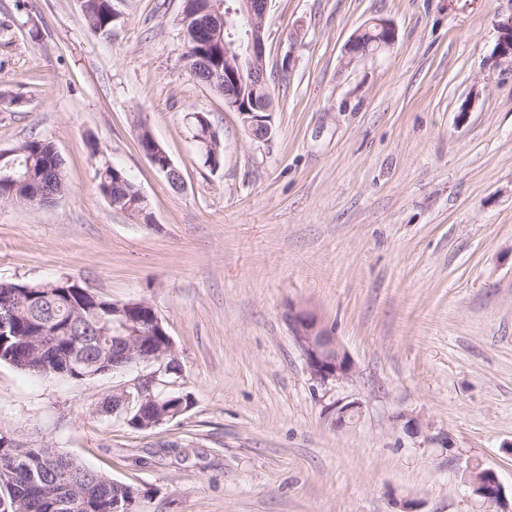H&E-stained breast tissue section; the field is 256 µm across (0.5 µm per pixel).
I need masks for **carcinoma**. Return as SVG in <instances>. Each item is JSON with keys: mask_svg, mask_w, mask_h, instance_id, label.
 Returning <instances> with one entry per match:
<instances>
[{"mask_svg": "<svg viewBox=\"0 0 512 512\" xmlns=\"http://www.w3.org/2000/svg\"><path fill=\"white\" fill-rule=\"evenodd\" d=\"M89 28L108 33L115 12L112 0H79ZM224 48L186 41L185 65L196 82L221 96L219 84L209 82V69L200 57L213 62ZM193 137L214 142L200 153L204 163L216 168L223 162V148L211 133L205 112H193ZM48 178V194L57 200L68 190L62 160L48 139L27 140L11 149L0 162V203L29 206L46 204L44 196L31 193L26 175ZM100 193L117 210L138 220L150 214L145 197L127 173L103 164L96 174ZM12 298L13 330L0 338V364L45 376L59 373L83 381L98 374L112 346V300L78 281L60 279L20 288L15 282L0 281V295ZM131 319L144 335L155 336V346L166 343V330L153 325L146 310H130ZM136 488L114 481L83 466L54 446L32 448L0 429V512H116L115 504L138 498Z\"/></svg>", "mask_w": 512, "mask_h": 512, "instance_id": "cac0c4a2", "label": "carcinoma"}]
</instances>
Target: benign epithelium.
<instances>
[{
    "label": "benign epithelium",
    "instance_id": "obj_1",
    "mask_svg": "<svg viewBox=\"0 0 512 512\" xmlns=\"http://www.w3.org/2000/svg\"><path fill=\"white\" fill-rule=\"evenodd\" d=\"M270 0H226L216 2L205 9L193 11L199 35L212 41H224V72H212L216 77L224 75V106L243 118L252 140L263 142L271 134V94L265 71L264 22ZM247 21V44L239 46L232 31L237 29L236 19ZM381 32V46L389 47L396 41L393 24L386 19L373 21ZM498 33L496 53L512 58V9L498 14L495 21ZM288 325L295 342L305 359L307 369L316 382L325 385L347 378L353 371L350 356L326 331L315 315L294 306L288 307ZM110 366L132 367L141 363L157 365V370L132 382L116 396L125 401H137L142 406L160 405L157 395L159 377L171 373L166 361L176 356L173 341L154 349V345L139 340L135 346L130 338L138 336V330L125 324L116 328ZM362 405L357 400L337 401L328 407V413L336 427H345L361 415ZM472 491L487 502H500L504 489L496 473L479 467L470 476Z\"/></svg>",
    "mask_w": 512,
    "mask_h": 512
}]
</instances>
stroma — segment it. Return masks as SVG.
I'll use <instances>...</instances> for the list:
<instances>
[{
  "label": "stroma",
  "instance_id": "1",
  "mask_svg": "<svg viewBox=\"0 0 512 512\" xmlns=\"http://www.w3.org/2000/svg\"><path fill=\"white\" fill-rule=\"evenodd\" d=\"M0 0V150L52 141L67 193L0 205V281L65 277L154 305L174 342L180 416L136 430L104 398L145 366L83 382L0 364V428L139 490L136 512H512V60L507 0H270L273 134L253 141L183 59L181 0ZM390 20L393 46L349 62ZM224 148L204 165L188 117ZM184 178L141 153L139 123ZM143 192L136 224L102 163ZM316 315L352 374L314 381L288 326ZM338 400L362 404L335 427ZM421 431H406L403 417ZM493 469L504 503L473 494ZM79 3L84 18L93 32L111 31L115 19L112 0H79ZM495 28L498 33L496 43L498 57L512 58V7L508 12L498 14ZM372 23L376 26L377 30L381 32V47H389L393 45L396 41V32L393 24L386 19H376L372 21ZM374 25L369 26L365 30L364 40L365 44H368L366 47L364 46V41L360 40V32L352 37L349 41L346 49L347 57L350 61H354L358 58V56L362 53L363 48L364 51L361 54L362 57H366L370 54H373L378 44L376 43L375 38L378 37L379 32L376 31ZM189 118L194 131V139L199 138L202 141L210 140V142H214V147L211 149L205 148L204 152L198 149L204 164H207L212 168L219 167L223 162V148L221 141L219 143L216 140V132L215 134L211 133L212 124L208 118V114L205 112H193ZM96 177L100 193L117 210L126 212L137 222L145 221L146 216L152 214L140 189L122 168L105 163L98 169Z\"/></svg>",
  "mask_w": 512,
  "mask_h": 512
}]
</instances>
